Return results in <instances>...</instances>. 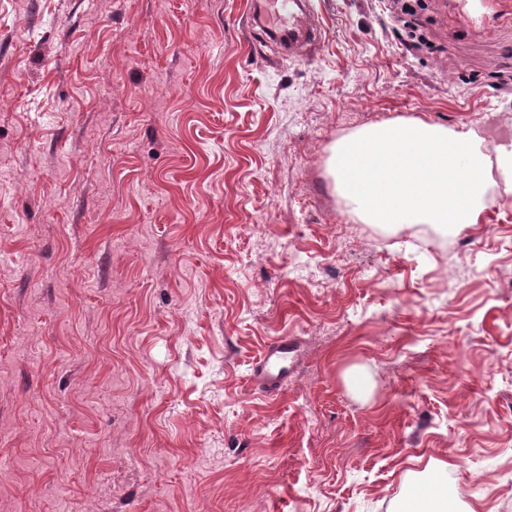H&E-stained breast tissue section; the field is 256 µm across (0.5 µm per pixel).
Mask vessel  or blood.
<instances>
[{
  "mask_svg": "<svg viewBox=\"0 0 512 512\" xmlns=\"http://www.w3.org/2000/svg\"><path fill=\"white\" fill-rule=\"evenodd\" d=\"M315 15L313 0H255L249 22L262 26L270 35L284 36L292 44L315 43L322 38L321 29L314 24ZM287 352V343L274 342L256 364L254 377L266 390L277 389L275 364Z\"/></svg>",
  "mask_w": 512,
  "mask_h": 512,
  "instance_id": "1",
  "label": "vessel or blood"
}]
</instances>
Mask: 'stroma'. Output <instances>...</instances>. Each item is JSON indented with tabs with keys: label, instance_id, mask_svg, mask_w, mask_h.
I'll list each match as a JSON object with an SVG mask.
<instances>
[{
	"label": "stroma",
	"instance_id": "obj_1",
	"mask_svg": "<svg viewBox=\"0 0 512 512\" xmlns=\"http://www.w3.org/2000/svg\"><path fill=\"white\" fill-rule=\"evenodd\" d=\"M251 2L0 0V500L394 512L445 461L512 512V184L442 234L327 173L397 118L512 139V0H426L431 54L391 0H317L292 56ZM288 353V341H276L270 345L263 358L254 368V379L260 381L267 391H274L278 387L279 374L274 372L276 362Z\"/></svg>",
	"mask_w": 512,
	"mask_h": 512
}]
</instances>
